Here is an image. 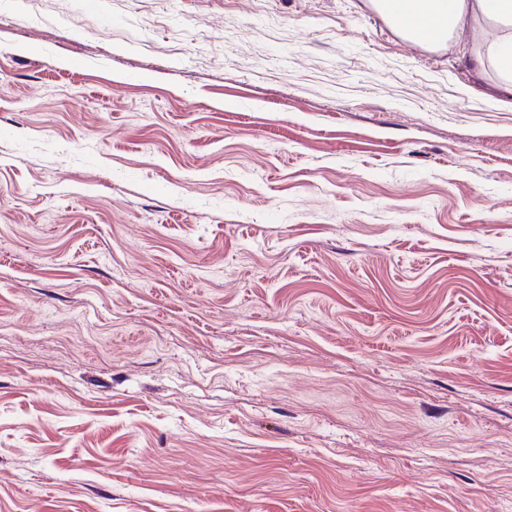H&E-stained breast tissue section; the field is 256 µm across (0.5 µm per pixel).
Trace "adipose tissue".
<instances>
[{"label":"adipose tissue","mask_w":512,"mask_h":512,"mask_svg":"<svg viewBox=\"0 0 512 512\" xmlns=\"http://www.w3.org/2000/svg\"><path fill=\"white\" fill-rule=\"evenodd\" d=\"M381 13L420 43L439 44L458 37L464 26L482 40L470 62L490 67L502 91L512 94V0H377Z\"/></svg>","instance_id":"ef3b65f1"}]
</instances>
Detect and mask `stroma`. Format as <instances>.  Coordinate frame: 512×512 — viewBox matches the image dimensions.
<instances>
[{"mask_svg":"<svg viewBox=\"0 0 512 512\" xmlns=\"http://www.w3.org/2000/svg\"><path fill=\"white\" fill-rule=\"evenodd\" d=\"M370 0H0V512H512V99Z\"/></svg>","mask_w":512,"mask_h":512,"instance_id":"obj_1","label":"stroma"}]
</instances>
